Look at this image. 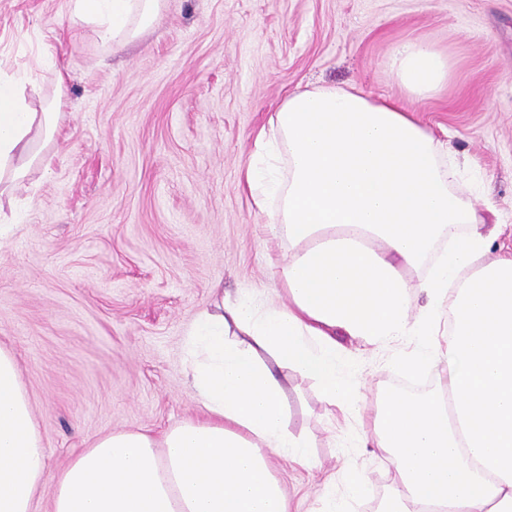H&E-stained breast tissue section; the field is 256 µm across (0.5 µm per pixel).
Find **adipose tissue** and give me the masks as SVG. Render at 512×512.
Here are the masks:
<instances>
[{"instance_id":"ef3b65f1","label":"adipose tissue","mask_w":512,"mask_h":512,"mask_svg":"<svg viewBox=\"0 0 512 512\" xmlns=\"http://www.w3.org/2000/svg\"><path fill=\"white\" fill-rule=\"evenodd\" d=\"M165 0H67L71 29L89 27L110 47L139 39ZM392 69L409 98L448 79L430 44L397 47ZM63 95L32 108L0 78V223L18 187L57 132ZM245 171L256 205L288 252L274 262L288 296L218 295L188 333L190 381L202 415L154 435L144 429L93 440L54 476L14 351L0 345V512H36L52 481L50 512H288L271 460L305 466L310 439L288 427L293 374L357 422L396 473L378 512H512V256L487 261L496 234L455 186L450 143L411 107L356 89L293 91ZM428 265L425 277L411 271ZM348 336L414 375L423 395L368 403L354 367H341ZM365 474L329 479L314 512H347Z\"/></svg>"}]
</instances>
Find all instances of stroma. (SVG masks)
<instances>
[{
  "label": "stroma",
  "mask_w": 512,
  "mask_h": 512,
  "mask_svg": "<svg viewBox=\"0 0 512 512\" xmlns=\"http://www.w3.org/2000/svg\"><path fill=\"white\" fill-rule=\"evenodd\" d=\"M410 40L451 63L415 117L450 140L470 202L501 225L491 258L510 253L512 0H167L118 51L92 29L72 35L65 0H0V73L66 97L51 165L0 237V343L16 354L48 475L98 436L199 414L184 342L214 287L281 292L270 261L288 242L242 181L258 133L297 89L405 101L390 61ZM341 343L368 398L398 381L387 353ZM288 397L316 461L273 460L293 512L348 466L370 477L355 512H376L393 470L335 438L312 380L295 375Z\"/></svg>",
  "instance_id": "35a3bbf8"
}]
</instances>
